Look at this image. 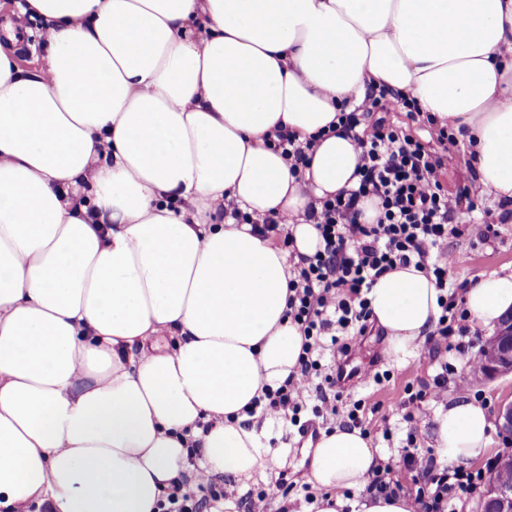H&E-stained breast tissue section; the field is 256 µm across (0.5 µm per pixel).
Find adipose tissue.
Here are the masks:
<instances>
[{
  "instance_id": "ef3b65f1",
  "label": "adipose tissue",
  "mask_w": 512,
  "mask_h": 512,
  "mask_svg": "<svg viewBox=\"0 0 512 512\" xmlns=\"http://www.w3.org/2000/svg\"><path fill=\"white\" fill-rule=\"evenodd\" d=\"M40 66L0 42V507L159 512L204 472L245 490L278 451L251 412L296 370L289 253L216 220L230 198L320 239L310 198L355 185L328 131L369 90L413 98L465 148L483 193L512 203V0H24ZM317 137L301 176L265 141ZM414 267L380 277L373 319L396 360L441 309ZM479 326L512 310V272L465 294ZM440 464L484 459L477 402L439 407ZM378 451L323 434L316 512H412L365 494Z\"/></svg>"
}]
</instances>
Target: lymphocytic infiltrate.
<instances>
[{
  "label": "lymphocytic infiltrate",
  "instance_id": "f902f5d3",
  "mask_svg": "<svg viewBox=\"0 0 512 512\" xmlns=\"http://www.w3.org/2000/svg\"><path fill=\"white\" fill-rule=\"evenodd\" d=\"M409 99L386 94L368 95L359 111L343 112L339 124L352 132L360 150L357 183L336 196L311 201L305 218L315 224L320 249L299 256L291 264L288 280V316L303 337L299 366L276 390L266 392L263 414L290 421L306 433L299 413L311 392H319L316 417L323 421L346 417L359 427L360 402L341 411L343 398L338 384L342 363L351 362L353 339L366 335L371 324L368 294L384 274L409 266L432 277L440 290L441 314L426 340L430 360L467 346L449 344L450 336L470 333L466 309L448 298V279L456 266L454 255L444 249L449 236L470 234L487 238L488 220L456 223L463 212L476 206L468 187L449 190L446 177L453 158L447 148L434 149L387 122L386 113L410 107ZM376 199L378 214L365 221L361 203ZM338 347L339 360L323 368L325 344ZM415 474V512H461L462 497L475 487L473 472L455 467L441 468L432 451L404 448L402 460ZM211 491L213 500L229 497L227 487H215L213 478L198 475L173 481L161 503V512H201L200 494Z\"/></svg>",
  "mask_w": 512,
  "mask_h": 512
}]
</instances>
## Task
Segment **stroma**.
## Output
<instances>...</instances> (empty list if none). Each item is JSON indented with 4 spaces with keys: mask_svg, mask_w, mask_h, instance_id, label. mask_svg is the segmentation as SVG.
Returning <instances> with one entry per match:
<instances>
[{
    "mask_svg": "<svg viewBox=\"0 0 512 512\" xmlns=\"http://www.w3.org/2000/svg\"><path fill=\"white\" fill-rule=\"evenodd\" d=\"M446 249L458 259L453 271L454 279L478 281L502 270H512V221L495 224L494 232L487 240L461 235L449 237ZM448 385L439 399L425 400L420 410L415 411L413 421L404 418L403 402L406 388L416 390L432 385L439 371L438 363L429 360L427 353H419L406 362L395 360L388 353V343L382 329L366 336L356 347L355 365L388 373V380L381 383L359 384L350 382L347 389L349 401L365 404L364 426L367 437L381 458L397 454L409 429L418 432V444L423 448L435 445L436 425L434 412L439 404H446L458 398L459 387H466L469 397L485 406L489 412H496L500 401L512 399V377L492 382L474 379L471 374L469 355L449 354ZM270 444L278 448L279 458L274 467L277 474L286 473L287 485L273 480L262 479L251 482L250 493L264 490L269 494L271 512H282L289 500L318 494L309 482V441L301 440L296 427L271 420L267 424Z\"/></svg>",
    "mask_w": 512,
    "mask_h": 512,
    "instance_id": "1",
    "label": "stroma"
}]
</instances>
